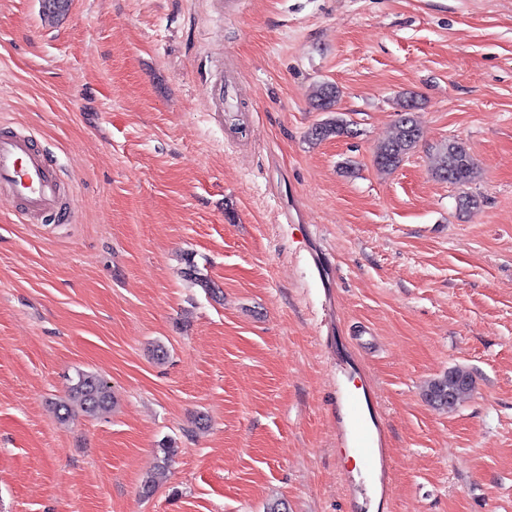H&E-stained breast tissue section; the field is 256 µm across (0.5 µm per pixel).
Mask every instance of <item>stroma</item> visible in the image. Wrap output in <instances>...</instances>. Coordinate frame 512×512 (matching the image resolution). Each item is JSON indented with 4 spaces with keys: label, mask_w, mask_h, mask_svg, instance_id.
Here are the masks:
<instances>
[{
    "label": "stroma",
    "mask_w": 512,
    "mask_h": 512,
    "mask_svg": "<svg viewBox=\"0 0 512 512\" xmlns=\"http://www.w3.org/2000/svg\"><path fill=\"white\" fill-rule=\"evenodd\" d=\"M322 82L351 133L313 144ZM409 91L420 140L384 173ZM21 128L71 218L17 223L0 192V512H349V375L392 458L383 512H512V0H0ZM451 139L469 185L432 174ZM453 369L472 392L431 407ZM80 371L116 405L60 420ZM341 91L333 83L322 82L311 93L313 107L319 112H335ZM158 452L162 454V456L159 457L160 464L158 465V472L146 477L141 483V493L144 496H150L155 491L159 483V478L165 474L168 463L171 458L176 455L177 450L169 444L162 445Z\"/></svg>",
    "instance_id": "35a3bbf8"
}]
</instances>
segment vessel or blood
Segmentation results:
<instances>
[{"instance_id":"b4317fda","label":"vessel or blood","mask_w":512,"mask_h":512,"mask_svg":"<svg viewBox=\"0 0 512 512\" xmlns=\"http://www.w3.org/2000/svg\"><path fill=\"white\" fill-rule=\"evenodd\" d=\"M0 190L9 192L20 206L22 220L41 218L52 213L66 218L58 200V185L48 159L38 149L34 133L0 134ZM364 400L350 393L341 402L340 437L359 455L365 478L351 485L354 496L368 498L374 487L370 475L388 472L389 465L383 439L374 436L362 415Z\"/></svg>"}]
</instances>
